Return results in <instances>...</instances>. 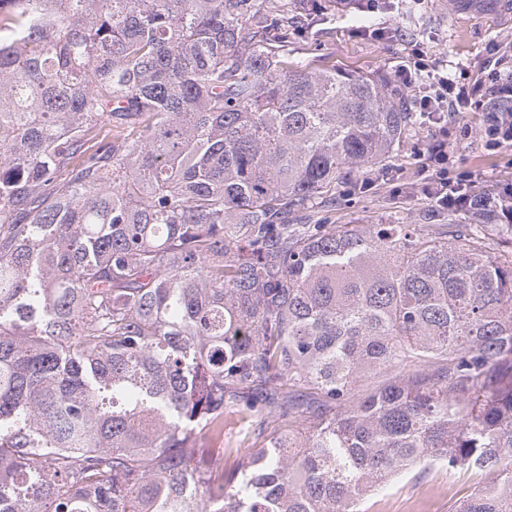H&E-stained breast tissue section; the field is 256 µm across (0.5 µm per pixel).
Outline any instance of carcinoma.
I'll list each match as a JSON object with an SVG mask.
<instances>
[{
  "instance_id": "cac0c4a2",
  "label": "carcinoma",
  "mask_w": 512,
  "mask_h": 512,
  "mask_svg": "<svg viewBox=\"0 0 512 512\" xmlns=\"http://www.w3.org/2000/svg\"><path fill=\"white\" fill-rule=\"evenodd\" d=\"M321 10L0 0V512H363L431 469L512 512L495 218L288 223L421 123L293 57ZM226 411L288 428L226 471Z\"/></svg>"
}]
</instances>
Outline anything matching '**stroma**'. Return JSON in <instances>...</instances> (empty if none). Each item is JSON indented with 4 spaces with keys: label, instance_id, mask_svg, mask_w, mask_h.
I'll list each match as a JSON object with an SVG mask.
<instances>
[{
    "label": "stroma",
    "instance_id": "1",
    "mask_svg": "<svg viewBox=\"0 0 512 512\" xmlns=\"http://www.w3.org/2000/svg\"><path fill=\"white\" fill-rule=\"evenodd\" d=\"M321 18L299 24L290 38L295 58L315 66L333 65L347 71L375 73L393 79L409 58L412 45H420L434 63L447 64L449 72L477 74L487 69L494 44L512 42V8L481 10L456 20L441 0H390L387 9L372 14L346 8L344 0H320ZM361 25L394 29L393 39L376 41L358 34ZM456 120L448 122V143L456 171H470L478 192L494 195L512 185V147L488 150L479 136H459ZM435 138L433 127L418 125L403 141L382 175L367 176L355 170L343 175L333 191V204L308 216L311 224H465L459 212L442 213L420 184L425 153ZM253 437L241 416L225 413L224 436H202V448L225 447V467H232L235 449L251 447ZM472 479H448L441 472L421 479L405 478L389 491L371 497L367 512H452L456 501L470 490Z\"/></svg>",
    "mask_w": 512,
    "mask_h": 512
}]
</instances>
